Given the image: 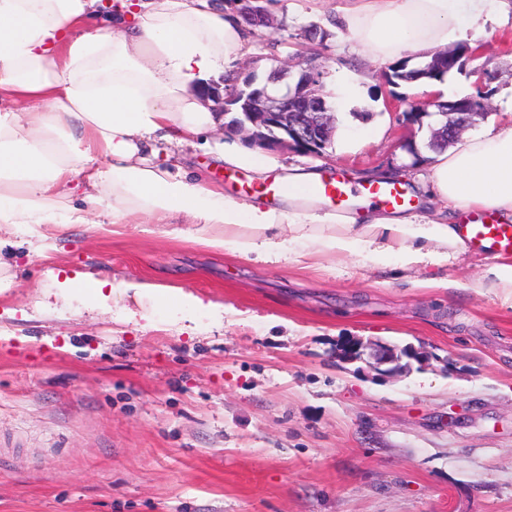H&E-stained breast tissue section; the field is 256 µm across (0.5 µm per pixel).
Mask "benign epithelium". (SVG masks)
<instances>
[{
	"label": "benign epithelium",
	"instance_id": "obj_1",
	"mask_svg": "<svg viewBox=\"0 0 512 512\" xmlns=\"http://www.w3.org/2000/svg\"><path fill=\"white\" fill-rule=\"evenodd\" d=\"M272 0H231L230 6L243 23L251 28L274 22ZM468 54L464 47L438 51L415 79L429 78ZM231 82L210 81L198 89L201 100L221 117L228 118L226 132L245 135L248 143L259 146H284L304 154L319 155L328 146L336 124V109L321 92L323 65L315 58L295 63L277 56L261 77L250 67L235 73ZM414 123L423 127L424 119L441 116L442 125L434 134L450 141L485 115L469 99L443 101L439 98L409 104ZM369 367L383 365L387 373L402 370L396 348L378 346L368 354Z\"/></svg>",
	"mask_w": 512,
	"mask_h": 512
}]
</instances>
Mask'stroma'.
Here are the masks:
<instances>
[{
    "label": "stroma",
    "mask_w": 512,
    "mask_h": 512,
    "mask_svg": "<svg viewBox=\"0 0 512 512\" xmlns=\"http://www.w3.org/2000/svg\"><path fill=\"white\" fill-rule=\"evenodd\" d=\"M277 0L272 25L253 29L252 61L305 52L324 0ZM478 57L453 72V97L476 94L491 73L490 111L512 87V36L468 30ZM371 81L336 116L315 157L277 148L286 167L366 182L389 173L417 189L430 175L399 142L411 131L390 94L428 87ZM382 140L347 147L352 125ZM209 186L246 198L263 182L209 149L158 143ZM198 225L174 220L73 225L51 260L19 249L0 292V512H512V306L488 293L491 258L469 250L440 269L380 270L349 258L321 265L261 264L197 243ZM64 275L145 279L203 302L193 313L151 297L114 294L89 310L42 289ZM459 281L456 289L437 287ZM50 300V310L38 303ZM412 349L406 371L382 375L351 357L356 345Z\"/></svg>",
    "instance_id": "35a3bbf8"
}]
</instances>
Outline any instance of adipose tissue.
I'll use <instances>...</instances> for the list:
<instances>
[{"instance_id": "adipose-tissue-1", "label": "adipose tissue", "mask_w": 512, "mask_h": 512, "mask_svg": "<svg viewBox=\"0 0 512 512\" xmlns=\"http://www.w3.org/2000/svg\"><path fill=\"white\" fill-rule=\"evenodd\" d=\"M512 16V0H336L340 52L395 59L448 46ZM250 53L248 29L207 0H0V251H52L55 224L144 218L201 225L203 246L263 263L355 258L373 267L444 268L467 246L452 214L338 213L304 206L319 173L294 170L281 206L249 202L147 158L153 141L216 131L195 93ZM500 128L433 154L431 199L512 219V96ZM226 166L265 177L277 155L216 147ZM83 205H74L75 188Z\"/></svg>"}]
</instances>
